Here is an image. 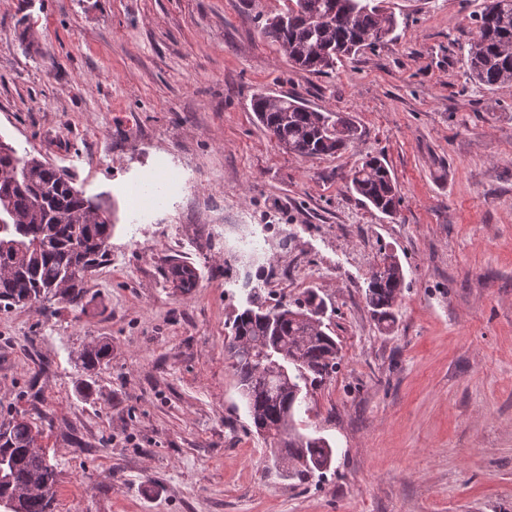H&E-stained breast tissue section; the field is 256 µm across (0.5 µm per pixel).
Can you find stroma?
I'll return each instance as SVG.
<instances>
[{"instance_id":"obj_1","label":"stroma","mask_w":512,"mask_h":512,"mask_svg":"<svg viewBox=\"0 0 512 512\" xmlns=\"http://www.w3.org/2000/svg\"><path fill=\"white\" fill-rule=\"evenodd\" d=\"M375 2L396 39L318 75L261 31L287 0H0V140L114 224L80 304L0 309V417L40 429L55 512H512V82L462 66L482 0ZM259 92L361 136L289 154ZM370 153L395 217L347 189ZM238 224L263 261L236 253ZM384 252L404 274L387 330L366 302ZM173 259L197 288L172 287ZM249 279L327 306L344 360L296 417L336 450L323 480L276 468L242 403L224 338ZM99 339L112 359L84 370ZM234 248L238 250L242 257L249 259L257 258L265 252L267 241L258 227H248L245 232H240L233 239Z\"/></svg>"}]
</instances>
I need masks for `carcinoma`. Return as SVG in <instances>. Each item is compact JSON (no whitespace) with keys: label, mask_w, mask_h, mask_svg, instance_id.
Instances as JSON below:
<instances>
[{"label":"carcinoma","mask_w":512,"mask_h":512,"mask_svg":"<svg viewBox=\"0 0 512 512\" xmlns=\"http://www.w3.org/2000/svg\"><path fill=\"white\" fill-rule=\"evenodd\" d=\"M290 2L284 13L266 19L263 33L287 52L293 66L313 74L336 70L343 60L384 42L398 26L396 16L373 0ZM472 21L475 33L462 57L470 79L489 88L512 79V0H484ZM251 106L277 145L298 157L332 155L360 137L352 121L296 96L261 93ZM349 189L385 215L397 212V183L377 156L354 170ZM112 228L111 210L85 198L67 171L21 157L0 141V303L77 302L87 273L108 253ZM169 277L183 292L197 287L196 269L188 264L171 262ZM403 284L398 262L372 272L367 303L387 329L395 323ZM323 314L313 293L291 305L246 308L235 316L224 344L256 433L280 454L288 476L301 481L324 477L335 454L325 438L301 432L295 421L306 400L303 392L321 386L339 364L336 340L326 326L305 319ZM111 356L109 343H97L83 351L82 361L91 368ZM37 433L18 415L0 421V455L9 461L10 474L0 483V499L35 480L44 492L25 499L22 512H53L57 470L44 455L34 454Z\"/></svg>","instance_id":"obj_1"}]
</instances>
